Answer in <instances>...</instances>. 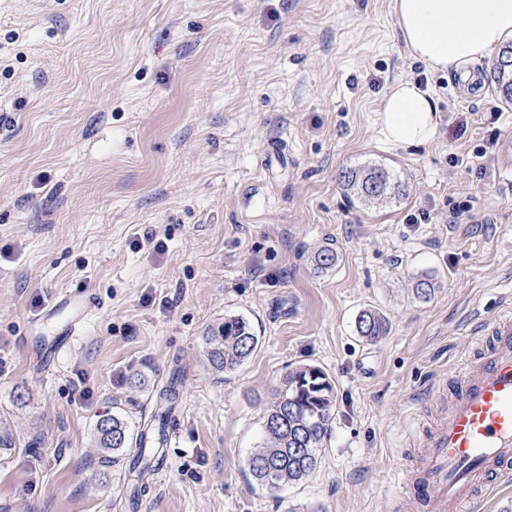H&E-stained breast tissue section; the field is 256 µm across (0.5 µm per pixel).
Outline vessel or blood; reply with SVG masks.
I'll return each mask as SVG.
<instances>
[{
	"label": "vessel or blood",
	"mask_w": 512,
	"mask_h": 512,
	"mask_svg": "<svg viewBox=\"0 0 512 512\" xmlns=\"http://www.w3.org/2000/svg\"><path fill=\"white\" fill-rule=\"evenodd\" d=\"M84 304L67 293L56 296L53 314L70 315L61 346L76 336L80 320L72 312ZM493 323L486 350L452 367V404L427 435L420 462L404 468V489L418 512H465L477 483L512 473V302Z\"/></svg>",
	"instance_id": "b4317fda"
}]
</instances>
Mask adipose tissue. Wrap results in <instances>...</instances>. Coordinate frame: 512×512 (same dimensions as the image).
<instances>
[{
  "label": "adipose tissue",
  "mask_w": 512,
  "mask_h": 512,
  "mask_svg": "<svg viewBox=\"0 0 512 512\" xmlns=\"http://www.w3.org/2000/svg\"><path fill=\"white\" fill-rule=\"evenodd\" d=\"M392 8L408 53L435 71L473 79V65L512 41V0H393ZM379 122L393 146L426 145L437 133V105L404 78L384 96Z\"/></svg>",
  "instance_id": "ef3b65f1"
}]
</instances>
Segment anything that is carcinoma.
Returning a JSON list of instances; mask_svg holds the SVG:
<instances>
[{
    "instance_id": "1",
    "label": "carcinoma",
    "mask_w": 512,
    "mask_h": 512,
    "mask_svg": "<svg viewBox=\"0 0 512 512\" xmlns=\"http://www.w3.org/2000/svg\"><path fill=\"white\" fill-rule=\"evenodd\" d=\"M491 78L504 97L512 101V45L492 64ZM339 179L350 201L366 205L390 201L403 185L394 172L381 165L341 171ZM387 322L380 313H360L357 332L373 342L386 334ZM210 365L217 371L241 364L257 347L258 337L249 321L231 316L208 328L204 336ZM176 393L167 387L159 393V405L133 438L128 422L119 415H103L95 425L100 463L114 462V454L136 447L133 465L142 481L163 458V431L175 405ZM335 413V385L318 366L306 365L288 371L276 391L265 420V441L249 460L251 475L270 490L296 482L316 469L320 448L328 436Z\"/></svg>"
}]
</instances>
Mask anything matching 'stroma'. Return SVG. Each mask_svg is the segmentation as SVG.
<instances>
[{
  "mask_svg": "<svg viewBox=\"0 0 512 512\" xmlns=\"http://www.w3.org/2000/svg\"><path fill=\"white\" fill-rule=\"evenodd\" d=\"M490 68L413 60L391 0H0V512H413L402 468L450 404L431 386L480 352L474 313L512 300V104ZM407 77L438 107L418 148L377 125ZM367 164L404 195L349 202L339 174ZM60 290L91 311L48 369ZM228 315L259 343L217 372L203 336ZM305 365L336 384L332 433L271 492L248 457ZM172 383L163 473L133 493L132 450L101 467L95 424L138 426ZM387 331V322L383 315L375 310H363L357 321V332L366 341L373 342Z\"/></svg>",
  "mask_w": 512,
  "mask_h": 512,
  "instance_id": "obj_1",
  "label": "stroma"
}]
</instances>
